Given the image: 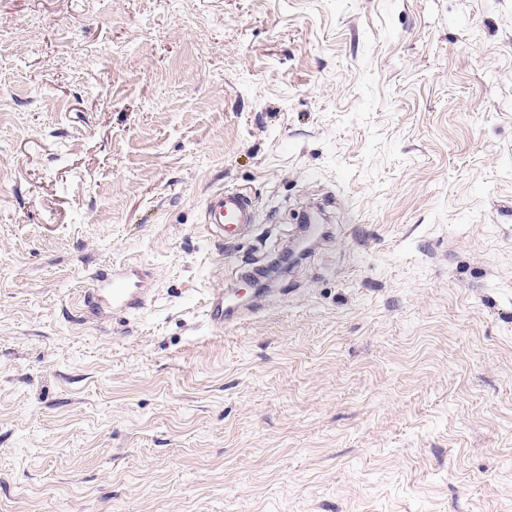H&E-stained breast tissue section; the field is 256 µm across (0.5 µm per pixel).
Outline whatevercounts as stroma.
<instances>
[{
  "label": "stroma",
  "mask_w": 512,
  "mask_h": 512,
  "mask_svg": "<svg viewBox=\"0 0 512 512\" xmlns=\"http://www.w3.org/2000/svg\"><path fill=\"white\" fill-rule=\"evenodd\" d=\"M0 512H512V0H0ZM262 214L252 198L241 189L227 188L212 194L202 213L204 230L213 237H222L224 224L237 225L240 230L250 224H259ZM140 273L133 270L112 268V275L97 285L95 292L96 304L100 309H110L113 314H128L132 311L144 309L148 305L149 296L146 288L135 284L130 288L134 279H141ZM204 309L209 324L217 331L235 326L243 320L245 308L239 305L234 295L230 297L223 290L211 292L206 297Z\"/></svg>",
  "instance_id": "35a3bbf8"
}]
</instances>
